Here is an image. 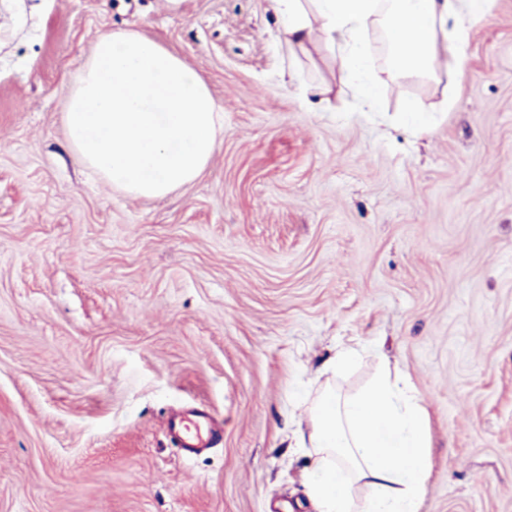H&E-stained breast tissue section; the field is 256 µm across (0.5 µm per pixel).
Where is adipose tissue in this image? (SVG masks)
I'll use <instances>...</instances> for the list:
<instances>
[{
  "label": "adipose tissue",
  "mask_w": 512,
  "mask_h": 512,
  "mask_svg": "<svg viewBox=\"0 0 512 512\" xmlns=\"http://www.w3.org/2000/svg\"><path fill=\"white\" fill-rule=\"evenodd\" d=\"M292 52H335L339 70L359 82L367 109L377 89L400 78L435 77L440 60L463 74L470 31L486 0H271ZM381 33L385 65L374 68L362 44ZM308 434L296 444L311 449L310 495L318 512H420L431 472L428 426L419 397L390 368L371 386L340 397L326 390L309 408Z\"/></svg>",
  "instance_id": "1"
}]
</instances>
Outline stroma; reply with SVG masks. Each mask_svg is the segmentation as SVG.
I'll return each mask as SVG.
<instances>
[{"label":"stroma","instance_id":"obj_1","mask_svg":"<svg viewBox=\"0 0 512 512\" xmlns=\"http://www.w3.org/2000/svg\"><path fill=\"white\" fill-rule=\"evenodd\" d=\"M489 7L460 82L443 65L367 112L331 52L293 62L269 0H0V512H313L281 430L384 360L430 415L420 512H512V0ZM112 29L178 54L224 114L161 199L65 146ZM412 104L437 111L425 136ZM349 339L361 360L323 373ZM188 406L222 429L192 456L168 428Z\"/></svg>","mask_w":512,"mask_h":512}]
</instances>
